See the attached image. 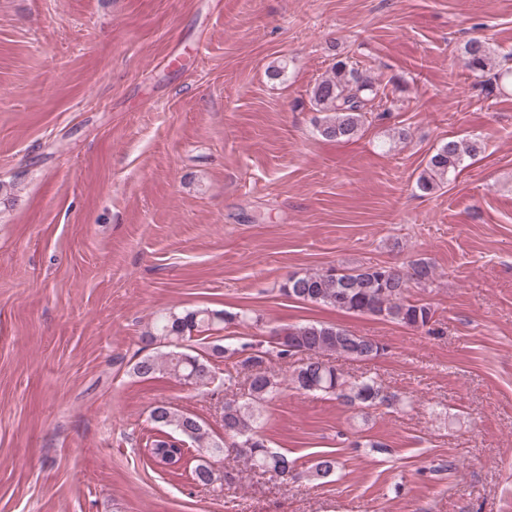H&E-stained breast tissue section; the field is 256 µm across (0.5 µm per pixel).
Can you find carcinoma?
<instances>
[{
    "label": "carcinoma",
    "instance_id": "carcinoma-1",
    "mask_svg": "<svg viewBox=\"0 0 512 512\" xmlns=\"http://www.w3.org/2000/svg\"><path fill=\"white\" fill-rule=\"evenodd\" d=\"M463 64L473 76L487 78L491 88L512 80V70L497 60L496 50L480 38L472 37L463 47ZM318 132L326 139L349 141L368 122L369 115L389 110L393 103L387 85L363 70L361 62L349 58L337 60L319 78L311 91ZM484 149L477 139H450L440 145L428 159L417 180L420 191L430 194L448 182L465 158H473ZM434 281V267L425 258H417L405 266L372 265L351 271L328 268L316 272L294 273L282 284L288 297L337 311L359 313L395 321L428 333L435 331V310L428 303L412 300L410 288H424ZM247 321V315L225 310L202 308L191 311H168L160 315L142 334L144 348L153 352L140 357L132 366L139 378L150 379L166 374L181 384L195 389L206 388L216 379L213 363L225 358L227 348L220 333ZM203 347L197 352L195 346ZM380 344L366 336L329 323H306L271 334L268 347L244 344L233 350L241 357L224 369L227 387L238 385L239 370L248 372L247 392L224 401L222 420L224 441L212 439L205 425L193 414L169 403L153 407L150 418L160 432L149 448L153 461L165 467L174 453L184 457L185 450L171 441H189L227 457L242 458L264 473H274L283 481L297 480V459L269 448L260 434V407L280 389L281 381L265 368L266 358L281 360L304 352L308 362L297 365L288 376L292 388L305 392L331 394L347 406L368 409L386 401L381 386L373 379L350 383L330 364L333 354L364 359L379 355ZM339 460L330 452L320 455L311 467V476H331ZM194 480L202 486L214 483L211 464L205 460L194 467Z\"/></svg>",
    "mask_w": 512,
    "mask_h": 512
}]
</instances>
